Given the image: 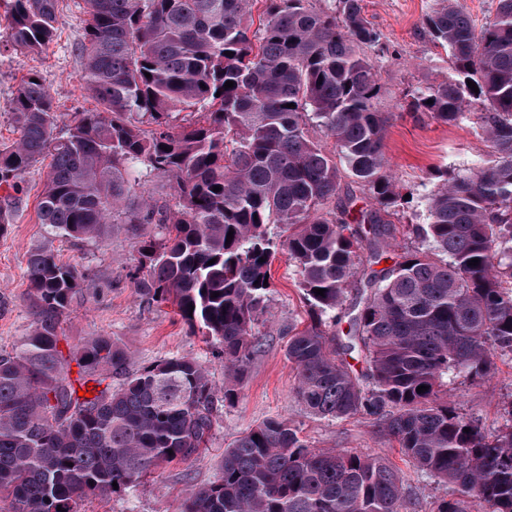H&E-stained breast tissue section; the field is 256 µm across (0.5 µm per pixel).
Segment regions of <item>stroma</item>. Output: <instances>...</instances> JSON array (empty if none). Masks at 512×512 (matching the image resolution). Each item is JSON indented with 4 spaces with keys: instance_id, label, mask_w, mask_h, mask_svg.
<instances>
[{
    "instance_id": "obj_1",
    "label": "stroma",
    "mask_w": 512,
    "mask_h": 512,
    "mask_svg": "<svg viewBox=\"0 0 512 512\" xmlns=\"http://www.w3.org/2000/svg\"><path fill=\"white\" fill-rule=\"evenodd\" d=\"M435 6L436 0H364V14L381 35L365 54L380 75L378 108L388 115L385 151L400 193L389 220L397 227L399 245L409 249L418 245L412 227L426 223L431 192L448 175L468 174L489 152L477 119L486 107L483 99L471 97L463 115L448 124L412 106L418 90L451 73L447 50L423 24ZM86 18L84 0H60L53 43L39 52H0V143L15 138L11 102L29 73L39 74L55 96L57 133L66 132L75 113L96 110V102L78 88ZM48 171L47 163L37 164L22 176L17 190L0 188V208L10 209V222L0 234V351L19 345L29 330L33 316L26 260L29 251L42 247L75 264L82 275V288L62 324L71 342L109 337L132 351L134 371L158 360L194 358L216 383H223L217 346L192 333L174 306L149 302L130 277L142 266V241L158 236L159 225L114 224L96 239L58 238L38 218ZM271 281L267 321L258 328L260 345L249 359L237 399L218 412L208 449L187 462L161 465L144 484L125 493L85 499L79 512H182L187 490L221 481L225 448L270 418L287 420L310 448L386 459L410 490L408 512H433L440 500L456 497L454 485L417 472L372 417L331 420L309 413L294 393L295 372L286 356L289 329L303 327L309 314L299 269L287 251L273 259ZM446 383L458 411L480 419L485 433L493 434L504 405L512 401V358H497L495 372L484 379L458 375Z\"/></svg>"
}]
</instances>
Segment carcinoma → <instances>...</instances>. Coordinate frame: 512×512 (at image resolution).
I'll return each mask as SVG.
<instances>
[{"label":"carcinoma","instance_id":"obj_1","mask_svg":"<svg viewBox=\"0 0 512 512\" xmlns=\"http://www.w3.org/2000/svg\"><path fill=\"white\" fill-rule=\"evenodd\" d=\"M309 2L85 0L79 85L99 109L77 113L58 136L49 88L35 73L20 83L18 137L0 144V185L48 158L38 212L56 235L96 238L120 214L162 225L141 247L146 276L134 280L147 299L172 302L193 333L221 343L224 384L193 358L130 372L129 349L108 338L69 344L61 324L81 275L31 250L34 320L20 346L0 352V500L12 512H78L85 498L123 493L206 448L258 346L264 281L280 248L313 312L287 345L309 412L376 420L414 468L456 487L435 512H512V403L488 437L439 396L449 372L484 378L512 355V0H499L479 28L456 0H438L424 20L453 74L422 89L416 109L454 122L474 93L467 81L476 83L494 157L445 180L417 228L421 246L401 253L383 218L398 198L388 117L377 109L378 71L361 53L380 35L363 0L328 10ZM58 5L7 0L11 47L41 51ZM313 127L335 154L311 138ZM341 165L375 201L353 220L345 207L325 209ZM144 168L173 175L179 208L132 193ZM474 258L479 265H468ZM359 274L365 288L348 304ZM360 353L367 369L358 376L351 360ZM88 388L94 397L78 396ZM409 497L383 459L311 449L274 418L224 449L221 481L189 490L183 512H407Z\"/></svg>","mask_w":512,"mask_h":512}]
</instances>
